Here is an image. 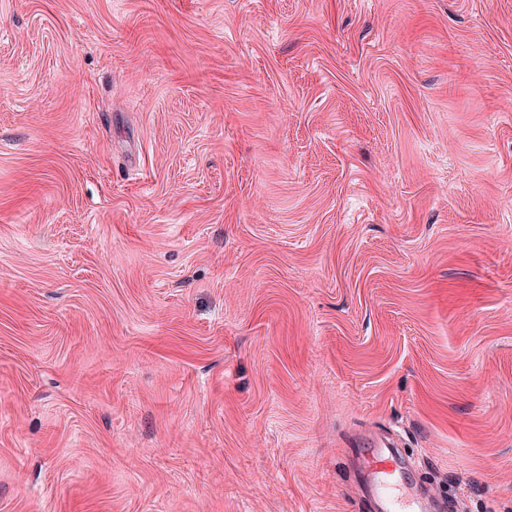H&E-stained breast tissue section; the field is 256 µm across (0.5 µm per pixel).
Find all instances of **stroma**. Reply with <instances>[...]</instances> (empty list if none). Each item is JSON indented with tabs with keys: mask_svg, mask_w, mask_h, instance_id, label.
Returning a JSON list of instances; mask_svg holds the SVG:
<instances>
[{
	"mask_svg": "<svg viewBox=\"0 0 512 512\" xmlns=\"http://www.w3.org/2000/svg\"><path fill=\"white\" fill-rule=\"evenodd\" d=\"M512 512V0H0V512ZM397 444L390 439H382L374 447L370 463L375 476V499L378 512H422V505L406 490L401 491L398 477Z\"/></svg>",
	"mask_w": 512,
	"mask_h": 512,
	"instance_id": "obj_1",
	"label": "stroma"
}]
</instances>
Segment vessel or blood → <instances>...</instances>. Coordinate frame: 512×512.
Masks as SVG:
<instances>
[{
	"label": "vessel or blood",
	"instance_id": "b4317fda",
	"mask_svg": "<svg viewBox=\"0 0 512 512\" xmlns=\"http://www.w3.org/2000/svg\"><path fill=\"white\" fill-rule=\"evenodd\" d=\"M398 456L396 443L388 439L377 442L371 455L377 512H423L420 502L401 489Z\"/></svg>",
	"mask_w": 512,
	"mask_h": 512
}]
</instances>
